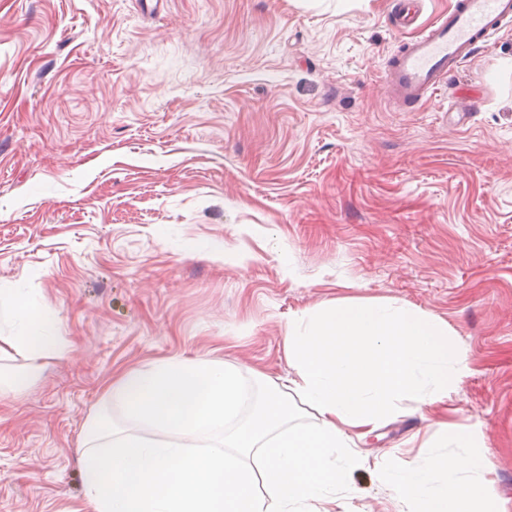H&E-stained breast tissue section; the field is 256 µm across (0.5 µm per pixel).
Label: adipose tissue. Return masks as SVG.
I'll return each mask as SVG.
<instances>
[{"label": "adipose tissue", "mask_w": 512, "mask_h": 512, "mask_svg": "<svg viewBox=\"0 0 512 512\" xmlns=\"http://www.w3.org/2000/svg\"><path fill=\"white\" fill-rule=\"evenodd\" d=\"M7 305L27 324L0 335V355L27 360L11 381L17 390L61 350L23 294ZM286 353L295 376H262L245 418L244 382L225 364L164 358L122 374L112 395L126 427L95 419L86 430L84 512H319L362 462L351 437L372 433L402 399L444 403L465 369L446 322L381 300L342 299L295 316ZM295 397L317 424L290 426ZM141 427L157 439L138 435ZM445 440L458 455L383 470L406 512H505L484 488L481 435L453 425Z\"/></svg>", "instance_id": "obj_1"}]
</instances>
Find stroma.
Returning a JSON list of instances; mask_svg holds the SVG:
<instances>
[{"label":"stroma","instance_id":"1","mask_svg":"<svg viewBox=\"0 0 512 512\" xmlns=\"http://www.w3.org/2000/svg\"><path fill=\"white\" fill-rule=\"evenodd\" d=\"M400 0H0V291L62 355L0 393V512H79L112 382L162 358L285 376L292 315L384 299L467 363L448 419L512 510V21L400 109ZM467 112L448 111L457 94ZM407 398L352 446L331 512H397L380 478L443 444ZM447 433L445 437V444L455 445V448H483V439L482 436L469 431L463 430L459 426L450 425L448 429V424L446 426Z\"/></svg>","mask_w":512,"mask_h":512}]
</instances>
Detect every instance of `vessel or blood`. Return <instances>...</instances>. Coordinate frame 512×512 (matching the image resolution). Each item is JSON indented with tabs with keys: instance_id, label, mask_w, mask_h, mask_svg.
I'll list each match as a JSON object with an SVG mask.
<instances>
[{
	"instance_id": "obj_1",
	"label": "vessel or blood",
	"mask_w": 512,
	"mask_h": 512,
	"mask_svg": "<svg viewBox=\"0 0 512 512\" xmlns=\"http://www.w3.org/2000/svg\"><path fill=\"white\" fill-rule=\"evenodd\" d=\"M419 18L418 7L400 11L401 25L412 28L414 35L388 58L383 71L386 91L401 107L434 97L480 43L512 21V0H458L431 24H422Z\"/></svg>"
}]
</instances>
